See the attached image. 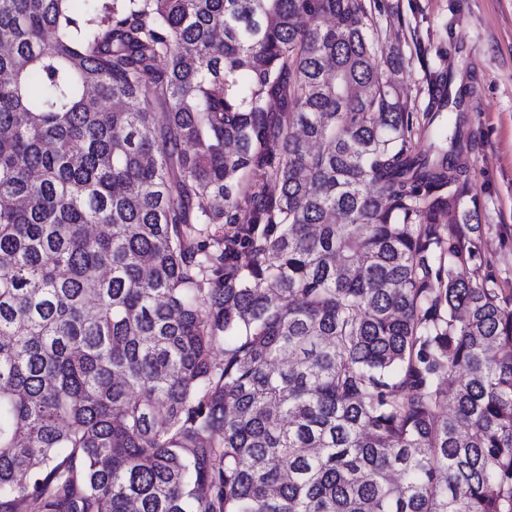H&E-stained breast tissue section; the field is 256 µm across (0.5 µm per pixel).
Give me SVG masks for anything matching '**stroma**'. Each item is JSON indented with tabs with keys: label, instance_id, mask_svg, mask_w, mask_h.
<instances>
[{
	"label": "stroma",
	"instance_id": "35a3bbf8",
	"mask_svg": "<svg viewBox=\"0 0 512 512\" xmlns=\"http://www.w3.org/2000/svg\"><path fill=\"white\" fill-rule=\"evenodd\" d=\"M379 35V57L400 52L395 73L408 110H427L432 83L454 73L475 89L464 210L482 226V275L512 290V0H361Z\"/></svg>",
	"mask_w": 512,
	"mask_h": 512
}]
</instances>
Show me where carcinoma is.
Wrapping results in <instances>:
<instances>
[{
    "mask_svg": "<svg viewBox=\"0 0 512 512\" xmlns=\"http://www.w3.org/2000/svg\"><path fill=\"white\" fill-rule=\"evenodd\" d=\"M0 45V512H512L470 87L415 125L361 0H0Z\"/></svg>",
    "mask_w": 512,
    "mask_h": 512,
    "instance_id": "cac0c4a2",
    "label": "carcinoma"
}]
</instances>
